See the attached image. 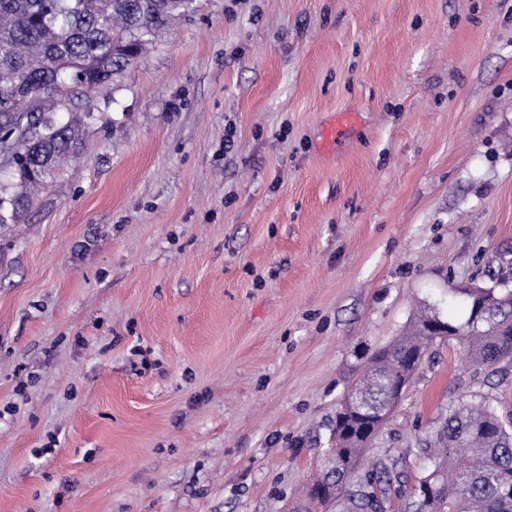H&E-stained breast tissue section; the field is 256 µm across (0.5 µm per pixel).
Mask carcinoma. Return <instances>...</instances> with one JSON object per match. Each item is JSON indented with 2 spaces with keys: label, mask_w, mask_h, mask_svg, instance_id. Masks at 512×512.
<instances>
[{
  "label": "carcinoma",
  "mask_w": 512,
  "mask_h": 512,
  "mask_svg": "<svg viewBox=\"0 0 512 512\" xmlns=\"http://www.w3.org/2000/svg\"><path fill=\"white\" fill-rule=\"evenodd\" d=\"M193 0H0V136L15 147L12 174L17 191L0 198V223L7 212L30 202L32 189L48 182L63 162L76 154L78 129L69 111V89H104L112 77L135 64L156 33L172 18L191 9ZM74 59L79 66L58 63ZM487 309L476 331L470 322L448 323L470 360L493 368L512 362V303L498 289L481 297ZM436 315L422 313L408 331L376 353L358 382L364 402L389 404L390 383L412 377L410 358L422 360L435 337L420 331L423 324H441ZM367 449L359 445L324 449L316 459L313 485L336 475L339 496L309 492L308 512H389L392 502L403 512H512L499 485L512 479V418L503 417L484 396L452 409L419 449L424 465L407 484L394 463H375L363 470ZM432 487L426 508L417 486Z\"/></svg>",
  "instance_id": "cac0c4a2"
}]
</instances>
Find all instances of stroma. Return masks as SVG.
Segmentation results:
<instances>
[{
    "label": "stroma",
    "mask_w": 512,
    "mask_h": 512,
    "mask_svg": "<svg viewBox=\"0 0 512 512\" xmlns=\"http://www.w3.org/2000/svg\"><path fill=\"white\" fill-rule=\"evenodd\" d=\"M71 112L0 224V512H288L373 354L512 285V0H194ZM474 393L434 342L368 462Z\"/></svg>",
    "instance_id": "stroma-1"
}]
</instances>
